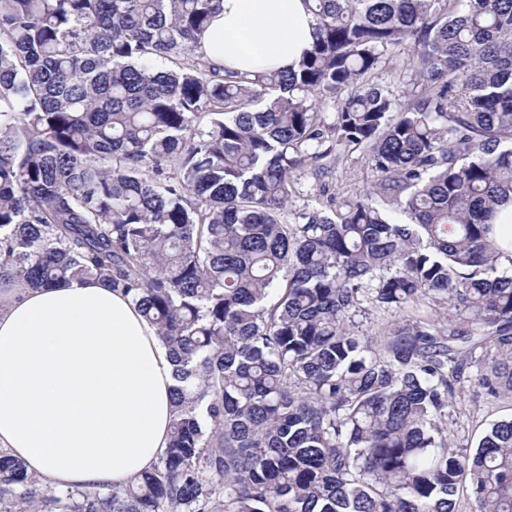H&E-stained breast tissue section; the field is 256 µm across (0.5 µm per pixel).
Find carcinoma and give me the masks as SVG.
Masks as SVG:
<instances>
[{
	"label": "carcinoma",
	"instance_id": "carcinoma-1",
	"mask_svg": "<svg viewBox=\"0 0 512 512\" xmlns=\"http://www.w3.org/2000/svg\"><path fill=\"white\" fill-rule=\"evenodd\" d=\"M216 2L0 0V280L107 282L176 380L151 470L62 491L1 452L0 512H512V419L448 439L469 368L512 393V0H308L297 68L253 74L202 52ZM338 146L376 185L289 208ZM439 299L444 331L356 329ZM409 63L410 56L407 51L402 49L396 51L389 57L386 64H382V69L378 71L374 81L387 87L398 98L407 89L412 69Z\"/></svg>",
	"mask_w": 512,
	"mask_h": 512
}]
</instances>
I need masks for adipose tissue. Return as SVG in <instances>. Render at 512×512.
Listing matches in <instances>:
<instances>
[{"instance_id":"obj_1","label":"adipose tissue","mask_w":512,"mask_h":512,"mask_svg":"<svg viewBox=\"0 0 512 512\" xmlns=\"http://www.w3.org/2000/svg\"><path fill=\"white\" fill-rule=\"evenodd\" d=\"M307 0H221L207 58L252 73L296 68ZM174 366L131 298L99 280L0 289V450L43 485L125 486L168 446Z\"/></svg>"}]
</instances>
